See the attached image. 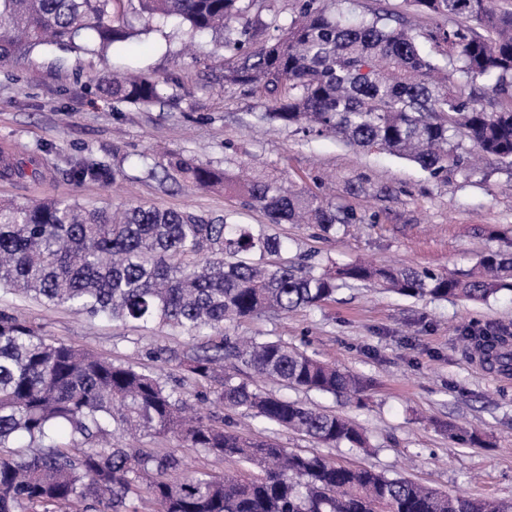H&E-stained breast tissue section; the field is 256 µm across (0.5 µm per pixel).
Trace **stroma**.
Listing matches in <instances>:
<instances>
[{"mask_svg": "<svg viewBox=\"0 0 512 512\" xmlns=\"http://www.w3.org/2000/svg\"><path fill=\"white\" fill-rule=\"evenodd\" d=\"M128 19L137 34L109 58L44 45L28 61L0 65V153L40 160L38 179L0 177V199L30 203L64 196L88 209L146 203L225 215L238 224L266 223L233 191L144 174V165L180 153L230 177L243 169L317 193L358 216V223L328 239L311 225H276L291 262L307 259L322 267L367 259L462 274L482 253L512 244L508 171L493 164L484 177L455 171L432 178L390 154L328 135L305 139L264 119L262 92L225 84L224 50L213 39L191 41L169 23L144 32L136 14ZM108 65L159 79L160 99L138 105L101 98L95 83ZM80 155L117 168L116 183L69 181L67 161ZM0 310L21 311L45 336L139 368L152 367L150 352L166 354L187 342L169 329L141 331L9 295L0 298ZM490 324L512 326V293L473 303L358 286L321 306L246 320L228 332L283 339L367 380L359 406L288 393L352 417L369 431L371 451L327 449L336 463L510 502L512 377L492 373L460 341L462 329ZM452 425L476 430L480 444L457 442L449 435Z\"/></svg>", "mask_w": 512, "mask_h": 512, "instance_id": "35a3bbf8", "label": "stroma"}]
</instances>
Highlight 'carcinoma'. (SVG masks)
<instances>
[{
  "label": "carcinoma",
  "instance_id": "obj_1",
  "mask_svg": "<svg viewBox=\"0 0 512 512\" xmlns=\"http://www.w3.org/2000/svg\"><path fill=\"white\" fill-rule=\"evenodd\" d=\"M257 0H0V63L38 46L99 50L169 21L190 37L225 38L235 63L224 82L259 88L264 117L305 135L413 161L432 178L484 171L480 160L512 166V8L494 0H407L413 24L385 10L348 15L336 0H302L278 35L256 43ZM100 96L133 104L160 98V81L99 76ZM166 176L200 187L226 174L173 155ZM74 183L108 184L111 165L70 162ZM245 203L268 223L253 227L191 211L128 204L87 209L66 198L0 202V292L143 331L169 328L194 344L155 359L172 361L215 395L219 411L195 421L157 373L55 342L30 322L0 312V512H137L147 493L156 512H512L501 503L449 495L409 478L340 465L312 448L291 452L272 439L224 428V410H243L264 428L291 429L317 445L371 447L367 431L334 411L261 390L247 369L280 386L362 402L366 381L281 339H231L226 326L286 315L333 299L353 283L400 295L486 301L512 292V244L481 255L463 276L412 266L355 262L303 271L270 262L284 244L274 224H314L329 238L355 213L313 193L240 179ZM512 329L465 333V346L512 372ZM176 434L237 465L179 478L180 460L156 448H96L116 435Z\"/></svg>",
  "mask_w": 512,
  "mask_h": 512
}]
</instances>
